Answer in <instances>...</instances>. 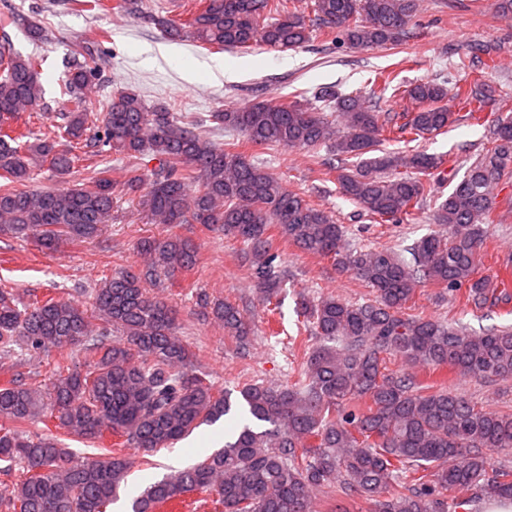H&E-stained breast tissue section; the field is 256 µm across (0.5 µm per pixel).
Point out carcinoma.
<instances>
[{
    "label": "carcinoma",
    "instance_id": "cac0c4a2",
    "mask_svg": "<svg viewBox=\"0 0 512 512\" xmlns=\"http://www.w3.org/2000/svg\"><path fill=\"white\" fill-rule=\"evenodd\" d=\"M309 2L305 13L292 0H205L183 23L151 20L167 38L188 33L207 49L303 48L315 26L354 48L376 49L400 45L419 7V0ZM19 24L30 38L44 37L39 23L7 10L0 14V39L8 40L6 28ZM103 38L96 34L78 46L64 83L62 124L32 141L8 120L42 102L38 62L0 44V177L13 184L0 189V235L31 238L55 253L68 242L100 237L117 197L132 195L159 224H201L246 246L264 303H272L284 282L278 238L332 260L374 293L362 303L299 295L297 313L315 342L296 379L245 385L240 396L249 422L222 449L148 485L131 500V512H156L196 491L216 496L213 503L224 512H312V493L324 488L340 498L359 495L374 512H479L486 500L512 501V465L493 471L487 465L490 452L512 449V411H487L444 384L385 367L386 356H400L414 367H446L479 382L512 381V326L477 333L459 320L405 313L422 284L462 296L473 311L512 303L511 292L476 276L486 225L494 223L493 189L512 179V116L492 121L490 147L446 198L434 201L433 221L447 227L448 236L417 239L406 247L408 260L393 248L350 246L330 212L237 150L242 142L324 146L341 162H318L322 179L336 177L342 194L375 222L400 224L430 195L444 158L403 156L382 146L448 129L450 100L485 124L490 87L476 80L454 85L450 94L438 82L403 86L378 72L372 83L409 97L417 111L381 112L356 92L321 86L315 107L255 99L216 109L208 116L213 128L234 134L223 143L165 104L148 107L135 89L123 87L112 92L88 137L85 90L103 78ZM82 151L151 156L158 167L121 185L97 170L85 188L27 186L45 164L66 178ZM138 250L142 268L101 280L88 306L59 297L21 304L13 289L0 287V352L77 347L85 357L81 370L54 363L47 388L14 375L0 383V462L18 466L0 502L6 512H109L127 483V458L103 446L99 456L74 463L57 436L27 433L36 419H55L93 443L109 432L151 451L231 412L228 393L186 370L190 352L175 335L176 312L149 290L191 267L194 250L171 233L141 239ZM211 315L242 343L252 334L250 319L233 302L214 303Z\"/></svg>",
    "mask_w": 512,
    "mask_h": 512
}]
</instances>
